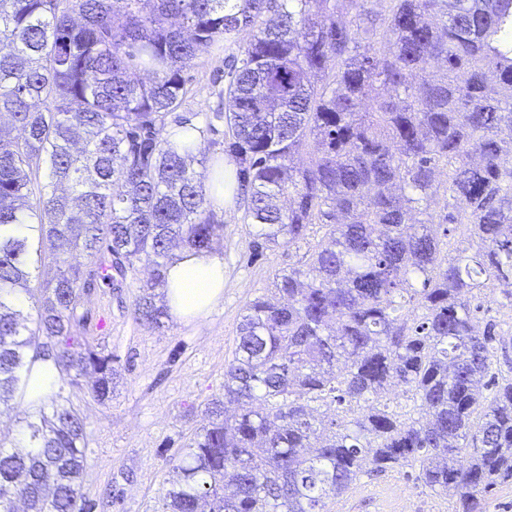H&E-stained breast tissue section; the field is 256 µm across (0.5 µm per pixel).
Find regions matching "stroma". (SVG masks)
<instances>
[{"mask_svg":"<svg viewBox=\"0 0 512 512\" xmlns=\"http://www.w3.org/2000/svg\"><path fill=\"white\" fill-rule=\"evenodd\" d=\"M225 50L199 53L184 73L190 92L171 113L169 126L203 124L224 85ZM224 237L215 247L224 258V296L195 321L166 318L163 331L135 319L134 303L151 275L138 263L123 287L101 284L87 295L90 320L81 333L95 350L114 356L121 380L110 401L94 400L92 376L62 380L54 396L86 423L82 492L93 512H161L179 480L168 458L207 422V403L224 392V366L231 359L246 305L273 285L276 275L301 266L310 243L256 250L255 229L227 199L215 214ZM447 498L416 488L403 474L365 476L332 512H448Z\"/></svg>","mask_w":512,"mask_h":512,"instance_id":"obj_1","label":"stroma"}]
</instances>
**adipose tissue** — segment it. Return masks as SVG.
Returning a JSON list of instances; mask_svg holds the SVG:
<instances>
[{"label":"adipose tissue","mask_w":512,"mask_h":512,"mask_svg":"<svg viewBox=\"0 0 512 512\" xmlns=\"http://www.w3.org/2000/svg\"><path fill=\"white\" fill-rule=\"evenodd\" d=\"M224 292V259L215 253L178 252L166 269L164 301L177 319L208 313Z\"/></svg>","instance_id":"ef3b65f1"}]
</instances>
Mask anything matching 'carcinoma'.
<instances>
[{
  "label": "carcinoma",
  "mask_w": 512,
  "mask_h": 512,
  "mask_svg": "<svg viewBox=\"0 0 512 512\" xmlns=\"http://www.w3.org/2000/svg\"><path fill=\"white\" fill-rule=\"evenodd\" d=\"M370 2L0 0V405L39 356L110 400L112 356L75 335L84 295L144 262L134 313L160 330L150 290L173 249L223 238L205 159L191 167L202 141L165 129L197 54L249 34L200 130L227 128L235 176L216 183L242 190L243 221L265 246L323 229L245 307L163 512H332L361 476L394 470L483 512L512 483V339L477 317L512 282V0ZM33 281L31 319L13 297ZM392 383L418 417L383 399ZM329 398L349 421L313 415ZM84 437L72 408H34L0 448V512H91Z\"/></svg>",
  "instance_id": "carcinoma-1"
}]
</instances>
